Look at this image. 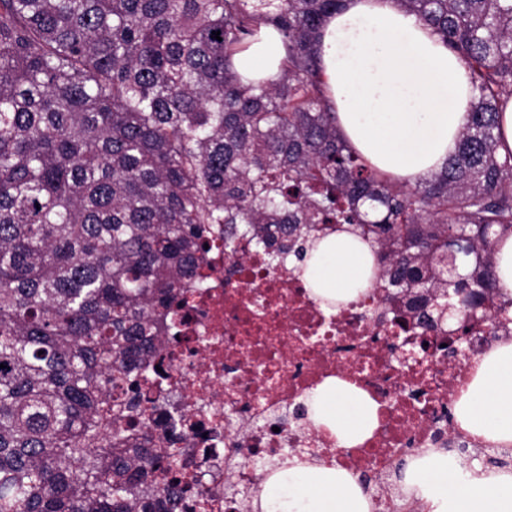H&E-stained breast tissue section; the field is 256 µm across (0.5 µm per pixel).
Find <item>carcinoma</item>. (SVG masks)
<instances>
[{
  "label": "carcinoma",
  "mask_w": 512,
  "mask_h": 512,
  "mask_svg": "<svg viewBox=\"0 0 512 512\" xmlns=\"http://www.w3.org/2000/svg\"><path fill=\"white\" fill-rule=\"evenodd\" d=\"M345 2L0 0V512H175L141 383L216 237L272 265L346 225L424 323L505 294L512 0H396L474 85L457 153L413 186L337 127L320 46ZM262 27L286 59L245 84ZM495 249L496 274L500 285L512 293V236L506 237Z\"/></svg>",
  "instance_id": "carcinoma-1"
}]
</instances>
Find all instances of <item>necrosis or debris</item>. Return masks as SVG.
<instances>
[{
	"label": "necrosis or debris",
	"mask_w": 512,
	"mask_h": 512,
	"mask_svg": "<svg viewBox=\"0 0 512 512\" xmlns=\"http://www.w3.org/2000/svg\"><path fill=\"white\" fill-rule=\"evenodd\" d=\"M510 339L512 312L491 300L466 326L419 324L406 295L379 285L329 312L299 273L268 266L249 240L232 256L215 241L184 321L161 338L166 366L148 385L177 419L152 417L148 432L155 447L181 451L178 512H244L240 490L289 451L363 475L466 440L448 409L483 357ZM329 377L378 404L372 437L346 453L305 414L306 397Z\"/></svg>",
	"instance_id": "obj_1"
}]
</instances>
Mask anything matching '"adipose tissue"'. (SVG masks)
I'll list each match as a JSON object with an SVG mask.
<instances>
[{
  "instance_id": "adipose-tissue-1",
  "label": "adipose tissue",
  "mask_w": 512,
  "mask_h": 512,
  "mask_svg": "<svg viewBox=\"0 0 512 512\" xmlns=\"http://www.w3.org/2000/svg\"><path fill=\"white\" fill-rule=\"evenodd\" d=\"M324 78L339 128L373 167L413 184L453 155L474 97L468 67L396 0H347L323 30ZM285 52L264 27L234 55L243 80L270 78ZM373 255L341 231L314 242L303 276L324 307L354 300L367 288ZM309 419L336 448L362 445L378 425V405L364 391L327 378L306 400ZM460 428L480 441L512 446V342L491 351L454 406ZM422 512H512V470L459 476L447 452L412 457L397 479ZM253 512H372L369 492L348 471L324 462L284 460L263 481Z\"/></svg>"
}]
</instances>
